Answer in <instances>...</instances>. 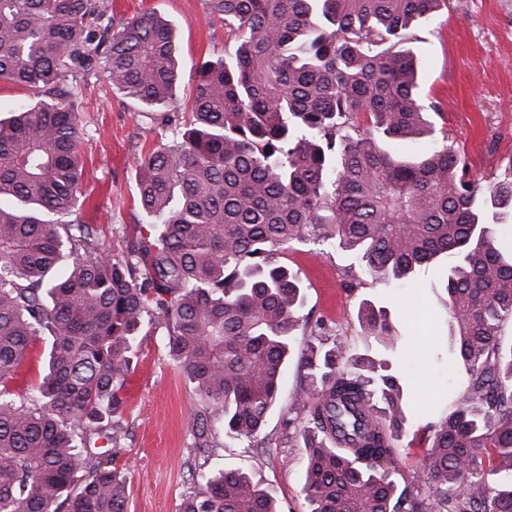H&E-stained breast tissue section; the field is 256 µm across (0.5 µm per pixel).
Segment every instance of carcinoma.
<instances>
[{"label":"carcinoma","mask_w":512,"mask_h":512,"mask_svg":"<svg viewBox=\"0 0 512 512\" xmlns=\"http://www.w3.org/2000/svg\"><path fill=\"white\" fill-rule=\"evenodd\" d=\"M208 4L226 57L199 67L181 141L142 158L153 234L114 259L91 225L55 219L83 198L81 101L64 82L101 63L141 109L174 104L172 28L151 14L117 24L100 0H0V79L33 95L0 120V512H127L110 445L155 317L199 399L181 512H280L246 473L199 459L219 450L214 417L254 441L278 403L303 296L273 254L310 239L399 285L447 259L448 341L467 379L400 490L398 377L342 342L306 346L280 444L303 440L307 512H512V349L498 340L512 319V178H469L408 47L448 0ZM360 322L392 343L383 308L366 302ZM43 336L42 382L23 395L15 376Z\"/></svg>","instance_id":"cac0c4a2"}]
</instances>
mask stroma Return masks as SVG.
I'll return each mask as SVG.
<instances>
[{"label": "stroma", "instance_id": "stroma-1", "mask_svg": "<svg viewBox=\"0 0 512 512\" xmlns=\"http://www.w3.org/2000/svg\"><path fill=\"white\" fill-rule=\"evenodd\" d=\"M115 18L153 13L170 22L179 52V107L141 111L101 71L77 76L83 99L80 157L84 204L65 215L68 223L92 224L114 255L148 236L137 198L140 159L177 144L189 119L199 65L224 54V23L207 0H106ZM419 76L429 97L440 102L438 126L470 168L489 183L512 173V0H449L448 10L421 18L414 29ZM278 264L297 271L305 323L323 324L351 354L385 359L405 390L407 427L396 443L401 481L421 471L431 443L429 423L446 414L463 391L466 373L448 346L444 288L446 261L424 267L406 287L368 276L353 252L295 242L275 252ZM386 307L398 338L383 347L362 336L363 301ZM164 323L142 339L136 365L121 395L124 433L115 465L124 477L128 512H179L187 487L184 465L191 441L189 419L198 397L184 373L167 357ZM209 468L240 470L271 488L282 512H306L303 451L279 448L266 454L245 440H227Z\"/></svg>", "mask_w": 512, "mask_h": 512}]
</instances>
